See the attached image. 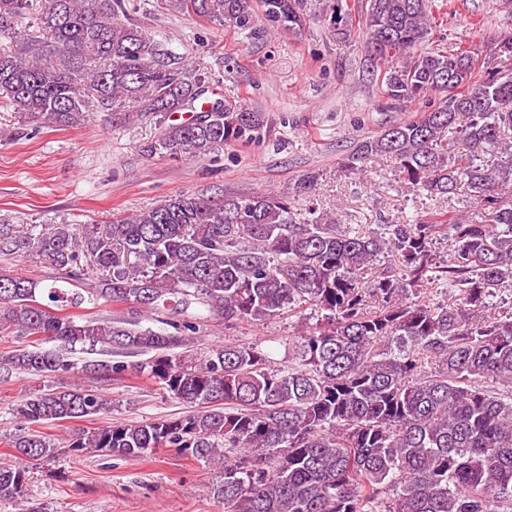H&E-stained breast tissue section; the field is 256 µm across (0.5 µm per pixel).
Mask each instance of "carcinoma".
Instances as JSON below:
<instances>
[{"instance_id": "1", "label": "carcinoma", "mask_w": 512, "mask_h": 512, "mask_svg": "<svg viewBox=\"0 0 512 512\" xmlns=\"http://www.w3.org/2000/svg\"><path fill=\"white\" fill-rule=\"evenodd\" d=\"M0 0V108L24 126L69 127L93 107L127 121L160 118L175 156H208L248 145L274 124L267 112L220 99L200 111L207 73L172 54L130 17L125 0ZM453 0H367L368 45L385 67L389 101L416 102L419 117L353 143L340 167L360 175L385 160L411 188L430 195L463 189L469 215H448L453 249L434 262L439 222L405 214L384 232L344 230L326 213L294 211L315 190L309 172L290 191L220 198L183 193L109 224H56L38 236L0 229V251L31 252L61 271L43 288L0 273V334L33 346L0 356V370L51 378L76 369L66 350L100 346L112 355L149 353L109 373L147 375L188 411L153 421L109 422L59 443L35 429L109 409L95 390L47 383L13 412L26 431L10 437L37 463L62 456L141 459L158 448L216 471L224 512H512V312L492 313L495 290L512 288V37L475 52L423 49ZM249 36L299 33L302 0H167ZM441 95L435 102L432 96ZM180 122L172 115L187 109ZM400 268L360 274L391 250ZM96 281L79 289L89 272ZM444 280L461 289L451 305L420 299ZM129 302L137 321L86 319L85 303ZM234 322H261L310 306L317 322L297 336L298 362L280 368L254 344L191 349L192 302ZM168 310L163 329L142 321ZM59 341L64 349L45 348ZM31 471L0 462V502L28 500Z\"/></svg>"}]
</instances>
